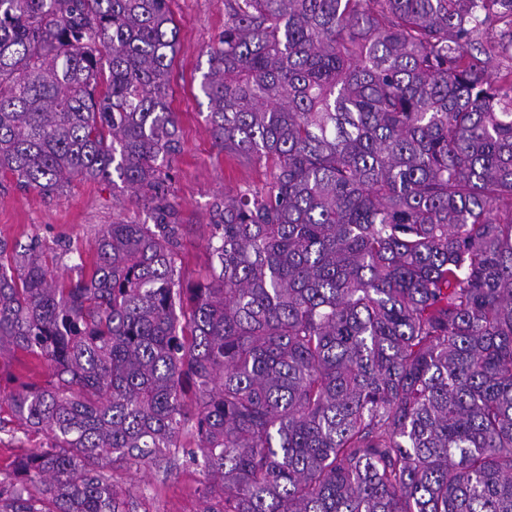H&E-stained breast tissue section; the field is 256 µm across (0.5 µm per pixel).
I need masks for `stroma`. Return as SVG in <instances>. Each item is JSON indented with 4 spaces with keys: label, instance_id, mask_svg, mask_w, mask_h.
Instances as JSON below:
<instances>
[{
    "label": "stroma",
    "instance_id": "35a3bbf8",
    "mask_svg": "<svg viewBox=\"0 0 512 512\" xmlns=\"http://www.w3.org/2000/svg\"><path fill=\"white\" fill-rule=\"evenodd\" d=\"M178 27L170 67L167 101L179 119L183 151L174 163V201L185 227L177 265L185 285L205 282L211 273L207 249L213 205L246 183L263 184L265 173L254 164L229 160L216 145L205 122L208 101L200 91L208 70V51L224 29V0H169ZM148 212L123 184L75 179L62 197L16 187L0 189V242L20 251L36 243L54 256V270L77 279L80 262H92L100 230L115 221L141 223ZM50 370L25 354L0 368V470L16 457L38 448L44 434L26 430L11 414L6 398L20 384H44ZM119 485L131 492L137 512H195L203 475L195 466L171 473L148 468L117 471Z\"/></svg>",
    "mask_w": 512,
    "mask_h": 512
}]
</instances>
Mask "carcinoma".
<instances>
[{
	"label": "carcinoma",
	"instance_id": "obj_1",
	"mask_svg": "<svg viewBox=\"0 0 512 512\" xmlns=\"http://www.w3.org/2000/svg\"><path fill=\"white\" fill-rule=\"evenodd\" d=\"M167 2L0 0V183L115 176L150 220L88 279L0 261V360L51 370L0 512H135L112 467L179 453L196 512H512V0H224L206 122L268 179L193 287Z\"/></svg>",
	"mask_w": 512,
	"mask_h": 512
}]
</instances>
